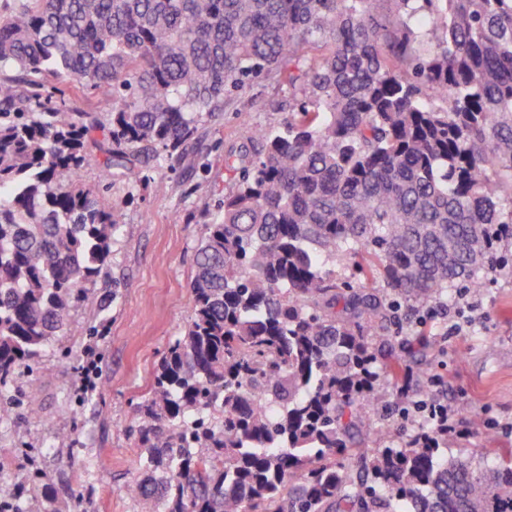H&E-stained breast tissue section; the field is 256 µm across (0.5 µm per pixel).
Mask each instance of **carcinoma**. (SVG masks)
Listing matches in <instances>:
<instances>
[{
	"mask_svg": "<svg viewBox=\"0 0 512 512\" xmlns=\"http://www.w3.org/2000/svg\"><path fill=\"white\" fill-rule=\"evenodd\" d=\"M1 71L0 397L110 262L122 212L81 179L89 146L109 180L183 162L226 97L286 74L305 99L225 153L187 326L137 407L139 512H512V448L353 452L406 370L373 342L433 347L360 289L441 303L512 224V0H10ZM101 88L104 123L77 106ZM0 512L89 508L33 470Z\"/></svg>",
	"mask_w": 512,
	"mask_h": 512,
	"instance_id": "carcinoma-1",
	"label": "carcinoma"
}]
</instances>
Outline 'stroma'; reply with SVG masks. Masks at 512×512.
<instances>
[{
    "mask_svg": "<svg viewBox=\"0 0 512 512\" xmlns=\"http://www.w3.org/2000/svg\"><path fill=\"white\" fill-rule=\"evenodd\" d=\"M267 100L255 111L252 98ZM301 99L287 84L259 80L204 118L192 164L161 165L116 176L104 197L121 204L122 232L110 266L71 311V325L42 356L22 368L10 396L14 416L0 425V455L10 483L25 478L26 464L41 469L62 499L82 495L91 512H138L127 492L140 476L134 408L147 394L168 344L181 336L191 312L193 256L224 195L227 148L248 132L276 128ZM166 185L155 193L152 182ZM495 272H483L478 289L456 288L447 306L428 305L408 328L429 331L436 345L409 363L408 399L391 385L365 420L360 449L404 444L424 421L422 399L451 406L458 429L445 456L494 451L512 445V238L498 250ZM99 346L92 393L80 388L84 345ZM38 386L28 395V381Z\"/></svg>",
    "mask_w": 512,
    "mask_h": 512,
    "instance_id": "stroma-1",
    "label": "stroma"
}]
</instances>
